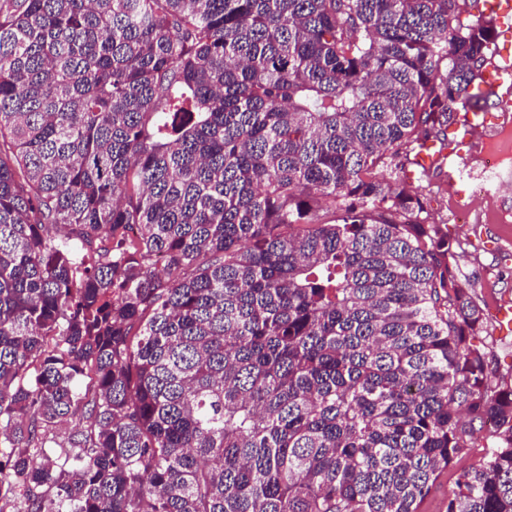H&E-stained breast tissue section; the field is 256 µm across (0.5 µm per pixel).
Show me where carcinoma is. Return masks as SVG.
<instances>
[{
	"mask_svg": "<svg viewBox=\"0 0 512 512\" xmlns=\"http://www.w3.org/2000/svg\"><path fill=\"white\" fill-rule=\"evenodd\" d=\"M469 0H0V512H512V384L405 169ZM487 433L481 434L473 448H470L466 454L456 459L447 469L441 472L436 487L421 506L423 512H446L445 506L448 501V495L455 488V482L459 473L482 463L486 448H482L483 441L481 438Z\"/></svg>",
	"mask_w": 512,
	"mask_h": 512,
	"instance_id": "cac0c4a2",
	"label": "carcinoma"
}]
</instances>
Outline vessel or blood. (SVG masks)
I'll list each match as a JSON object with an SVG mask.
<instances>
[{"mask_svg": "<svg viewBox=\"0 0 512 512\" xmlns=\"http://www.w3.org/2000/svg\"><path fill=\"white\" fill-rule=\"evenodd\" d=\"M485 4L488 13L507 36L506 41L492 51L477 85L478 97L494 99L495 107L465 112L451 127L447 144L429 142L424 145L415 158L419 167L430 169L444 165L446 159L463 157L464 146L469 145L481 130L512 119V0H485ZM490 312L499 334L512 335V298L504 296L493 300Z\"/></svg>", "mask_w": 512, "mask_h": 512, "instance_id": "vessel-or-blood-1", "label": "vessel or blood"}]
</instances>
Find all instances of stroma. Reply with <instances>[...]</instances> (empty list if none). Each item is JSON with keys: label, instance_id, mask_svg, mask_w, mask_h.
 <instances>
[{"label": "stroma", "instance_id": "35a3bbf8", "mask_svg": "<svg viewBox=\"0 0 512 512\" xmlns=\"http://www.w3.org/2000/svg\"><path fill=\"white\" fill-rule=\"evenodd\" d=\"M512 139V127H498L478 135L466 154L471 167L482 170L489 154L500 156L502 187L493 199L479 193L477 179L467 180L464 194L432 178L427 210L441 224L449 238L464 247L457 259L460 277L474 291L479 305H490L494 298L512 295V151L506 147ZM469 207L468 221H461L460 207ZM485 450L481 444L456 459L443 470L435 488L421 506L422 512H445L446 502L462 471L482 463Z\"/></svg>", "mask_w": 512, "mask_h": 512}]
</instances>
